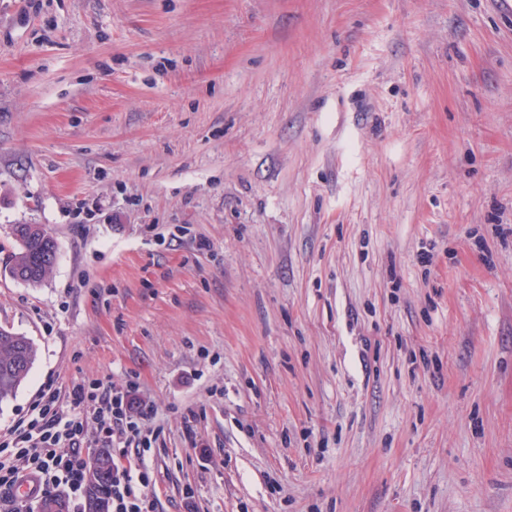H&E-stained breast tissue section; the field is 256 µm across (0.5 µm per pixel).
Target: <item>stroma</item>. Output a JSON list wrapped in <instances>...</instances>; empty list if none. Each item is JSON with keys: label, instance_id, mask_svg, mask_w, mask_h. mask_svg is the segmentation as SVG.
I'll return each mask as SVG.
<instances>
[{"label": "stroma", "instance_id": "35a3bbf8", "mask_svg": "<svg viewBox=\"0 0 512 512\" xmlns=\"http://www.w3.org/2000/svg\"><path fill=\"white\" fill-rule=\"evenodd\" d=\"M1 325L159 512H512V0H0ZM18 247L11 256L9 269L20 273L14 280L37 286L42 284L52 272L57 246L56 241L40 224H16L12 228ZM30 273L34 279L26 277Z\"/></svg>", "mask_w": 512, "mask_h": 512}]
</instances>
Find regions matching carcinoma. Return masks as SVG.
I'll return each mask as SVG.
<instances>
[{"mask_svg":"<svg viewBox=\"0 0 512 512\" xmlns=\"http://www.w3.org/2000/svg\"><path fill=\"white\" fill-rule=\"evenodd\" d=\"M18 247L11 256L9 269L21 274L20 282L37 286L52 272L56 241L40 224H16L12 228ZM37 356L34 343L8 327H0V405L16 395ZM112 468L88 479L85 512H109Z\"/></svg>","mask_w":512,"mask_h":512,"instance_id":"1","label":"carcinoma"}]
</instances>
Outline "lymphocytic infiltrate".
<instances>
[{"instance_id": "1", "label": "lymphocytic infiltrate", "mask_w": 512, "mask_h": 512, "mask_svg": "<svg viewBox=\"0 0 512 512\" xmlns=\"http://www.w3.org/2000/svg\"><path fill=\"white\" fill-rule=\"evenodd\" d=\"M144 418L133 410L131 391L113 386L110 377L74 384L65 394L46 385L27 413L0 434V512H35L39 497L21 501L13 495L25 476L35 478L39 487H55L69 512H84L82 451L92 428L101 446L141 449L131 465L112 469L111 512H154V500L142 492L149 481L144 451L153 439L143 429Z\"/></svg>"}]
</instances>
